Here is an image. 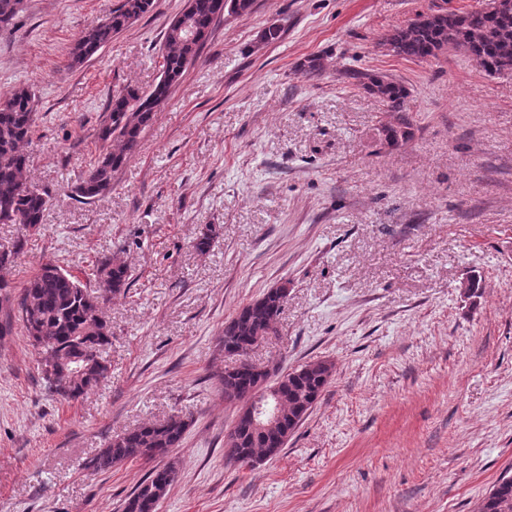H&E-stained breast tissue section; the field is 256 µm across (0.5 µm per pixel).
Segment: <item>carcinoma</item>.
Masks as SVG:
<instances>
[{
  "mask_svg": "<svg viewBox=\"0 0 512 512\" xmlns=\"http://www.w3.org/2000/svg\"><path fill=\"white\" fill-rule=\"evenodd\" d=\"M153 0H120L101 22L86 28L69 52L70 65L78 66L98 53L112 37L128 29L152 7ZM254 0H186V7L168 26L163 39L161 75L147 93L126 88L112 94L96 134L99 154L91 165L92 177L73 188L74 196L91 201L112 189L114 173L135 152L142 132L171 88L195 62L209 32L224 13L251 12ZM23 0H0V27H7L22 11ZM380 45L406 60L435 59L450 50L475 60L489 76L512 70V7L498 9L485 3L465 13L420 14L408 24L391 30ZM308 79L322 75L319 56L307 58L300 67ZM347 77L377 95L391 120L383 126L387 143L397 145L411 137L406 115L407 88L381 74L350 70ZM36 122L34 93L17 87L0 98V224H22L38 229L43 224L48 195L27 179L29 143ZM20 244L0 247V270L16 263ZM95 284L53 262H46L27 280L17 298V311L24 335L42 354L41 380L45 389L64 400H77L107 380L111 364L105 349L112 344V325L103 316L98 293L118 295L129 285L130 272L124 260L106 256L93 272ZM288 299L282 287L270 288L261 297L240 308L224 325L223 349L229 355L248 359L254 339L274 331ZM335 364L316 359L286 373L282 382L283 410L288 418L304 405L314 407L331 381ZM263 376L258 365H242L226 372L220 381L224 401L241 409L260 390ZM189 426L181 415L126 431L101 449L90 466L108 472L126 462L145 458L157 465L126 497L122 512H157L176 481L174 449L181 447ZM281 445L256 432L248 420H240L224 435V458L239 467L253 468L277 455ZM475 512H512V476H503L477 503Z\"/></svg>",
  "mask_w": 512,
  "mask_h": 512,
  "instance_id": "carcinoma-1",
  "label": "carcinoma"
}]
</instances>
